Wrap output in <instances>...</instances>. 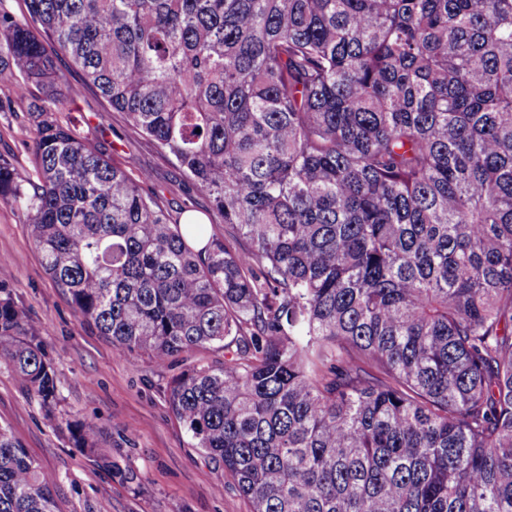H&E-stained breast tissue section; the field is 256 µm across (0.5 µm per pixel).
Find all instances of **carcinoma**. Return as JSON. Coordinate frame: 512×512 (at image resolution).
<instances>
[{
	"instance_id": "carcinoma-1",
	"label": "carcinoma",
	"mask_w": 512,
	"mask_h": 512,
	"mask_svg": "<svg viewBox=\"0 0 512 512\" xmlns=\"http://www.w3.org/2000/svg\"><path fill=\"white\" fill-rule=\"evenodd\" d=\"M24 3L0 6V112L27 107L35 176L0 155V200L117 351L233 350L168 404L253 512H512V0ZM50 47L224 240L32 101ZM40 335L0 296V362L51 419ZM0 512H62L1 424Z\"/></svg>"
}]
</instances>
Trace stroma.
<instances>
[{"instance_id": "1", "label": "stroma", "mask_w": 512, "mask_h": 512, "mask_svg": "<svg viewBox=\"0 0 512 512\" xmlns=\"http://www.w3.org/2000/svg\"><path fill=\"white\" fill-rule=\"evenodd\" d=\"M63 76L60 122L80 128L90 145L102 148L131 178L150 171L148 183L172 219L184 211L205 214L210 199L167 156L134 128L126 116L109 111L82 71L67 58L57 60ZM33 138L25 107L0 112V153L31 169L23 144ZM0 286L5 287L43 331L42 344L52 358L60 401L55 420L0 364V422L37 460L54 482L64 512H251L232 477L212 469L204 455L188 445L183 426L172 415L166 388L174 375L195 365L222 362L223 353L199 350L188 360L155 366L144 353L121 354L75 313L67 295L46 273L33 245L25 214L0 201ZM96 419L103 430L98 454L76 448L68 428L79 419ZM111 457L118 473L98 463Z\"/></svg>"}]
</instances>
